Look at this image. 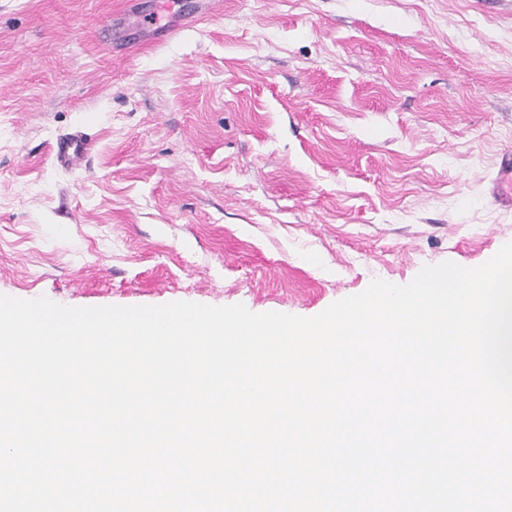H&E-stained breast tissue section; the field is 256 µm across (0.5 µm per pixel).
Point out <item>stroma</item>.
Masks as SVG:
<instances>
[{"label": "stroma", "instance_id": "1", "mask_svg": "<svg viewBox=\"0 0 512 512\" xmlns=\"http://www.w3.org/2000/svg\"><path fill=\"white\" fill-rule=\"evenodd\" d=\"M205 8L0 0V294L309 317L512 240V0ZM89 140L80 134L60 137L55 144L54 152L58 163L63 167H77L88 154ZM494 176L486 183V195L498 207L512 210V151L499 154Z\"/></svg>", "mask_w": 512, "mask_h": 512}]
</instances>
